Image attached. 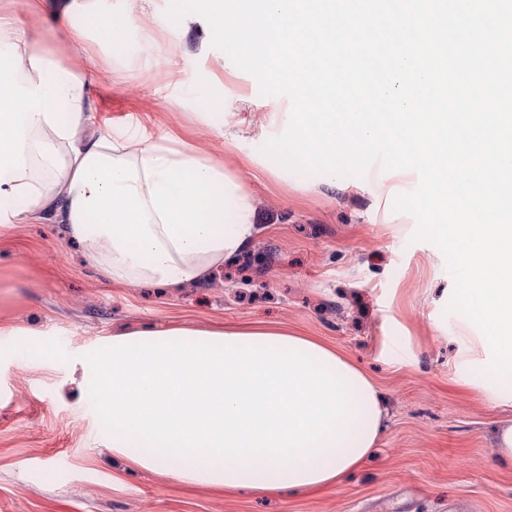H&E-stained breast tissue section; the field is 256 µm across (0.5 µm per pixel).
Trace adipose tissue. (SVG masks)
I'll list each match as a JSON object with an SVG mask.
<instances>
[{
    "label": "adipose tissue",
    "mask_w": 512,
    "mask_h": 512,
    "mask_svg": "<svg viewBox=\"0 0 512 512\" xmlns=\"http://www.w3.org/2000/svg\"><path fill=\"white\" fill-rule=\"evenodd\" d=\"M24 26L0 4V224L38 216L64 225L112 283L196 285L253 238L254 205L223 153L183 147L164 128L99 120L90 91L100 55L63 67L89 15L113 39L144 26V0L121 17L97 0H28ZM51 26L39 24L43 13ZM112 450L182 482L291 492L337 484L371 455L382 398L348 356L285 328L177 325L103 339L76 358Z\"/></svg>",
    "instance_id": "1"
}]
</instances>
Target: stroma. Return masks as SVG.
<instances>
[{
  "mask_svg": "<svg viewBox=\"0 0 512 512\" xmlns=\"http://www.w3.org/2000/svg\"><path fill=\"white\" fill-rule=\"evenodd\" d=\"M169 3L153 0L152 44L113 59L96 112L148 116L196 145L252 115L234 156L248 163L257 232L207 282L123 287L94 274L63 225H0V512H512V463L495 446L512 406L461 385L456 353L479 330L447 310L442 252L393 209L390 186L410 192L417 174L282 172L261 151L284 128L256 79L212 47L202 17L169 31ZM168 324L285 327L334 344L383 396L372 456L341 483L262 496L129 466L73 361L109 335Z\"/></svg>",
  "mask_w": 512,
  "mask_h": 512,
  "instance_id": "35a3bbf8",
  "label": "stroma"
}]
</instances>
